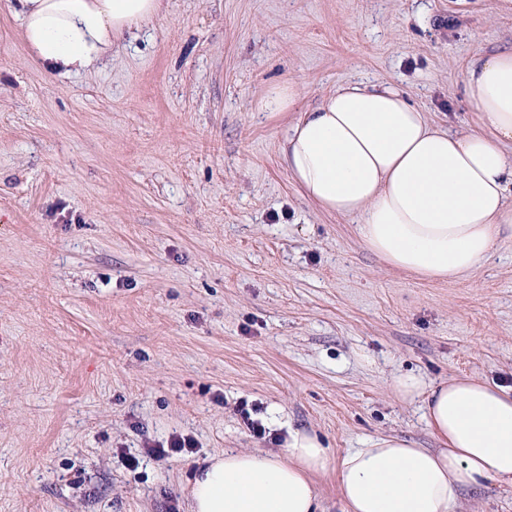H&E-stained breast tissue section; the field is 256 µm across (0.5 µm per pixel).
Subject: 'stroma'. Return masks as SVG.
<instances>
[{"mask_svg":"<svg viewBox=\"0 0 512 512\" xmlns=\"http://www.w3.org/2000/svg\"><path fill=\"white\" fill-rule=\"evenodd\" d=\"M500 2L162 0L100 69L51 78L0 0V512H188L198 464L292 429L334 459L435 447L398 375L512 386L511 232L469 278L423 281L280 158L299 112L356 81L470 127L460 65L512 45ZM288 80L295 111H262ZM172 435L193 452L144 456ZM454 512H512V486Z\"/></svg>","mask_w":512,"mask_h":512,"instance_id":"35a3bbf8","label":"stroma"}]
</instances>
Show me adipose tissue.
I'll return each instance as SVG.
<instances>
[{
	"label": "adipose tissue",
	"instance_id": "obj_1",
	"mask_svg": "<svg viewBox=\"0 0 512 512\" xmlns=\"http://www.w3.org/2000/svg\"><path fill=\"white\" fill-rule=\"evenodd\" d=\"M160 10L161 0H17L16 14L31 61L64 77L96 66ZM463 78L478 116L466 132L430 122L395 86L355 83L300 113L281 148L308 200L359 216L370 251L428 281L469 276L512 224V47L471 59ZM393 388L422 398L437 448L380 437L333 460L294 429L280 452L207 459L189 512H319L313 477L331 466L345 512H454L463 489L512 486V387L472 377L427 386L404 374Z\"/></svg>",
	"mask_w": 512,
	"mask_h": 512
}]
</instances>
